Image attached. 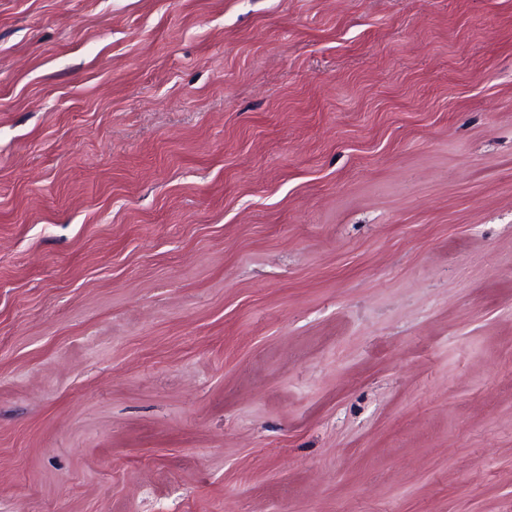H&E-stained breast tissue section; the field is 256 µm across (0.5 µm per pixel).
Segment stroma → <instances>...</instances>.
I'll use <instances>...</instances> for the list:
<instances>
[{"mask_svg": "<svg viewBox=\"0 0 512 512\" xmlns=\"http://www.w3.org/2000/svg\"><path fill=\"white\" fill-rule=\"evenodd\" d=\"M0 512H512V0H0Z\"/></svg>", "mask_w": 512, "mask_h": 512, "instance_id": "1", "label": "stroma"}]
</instances>
